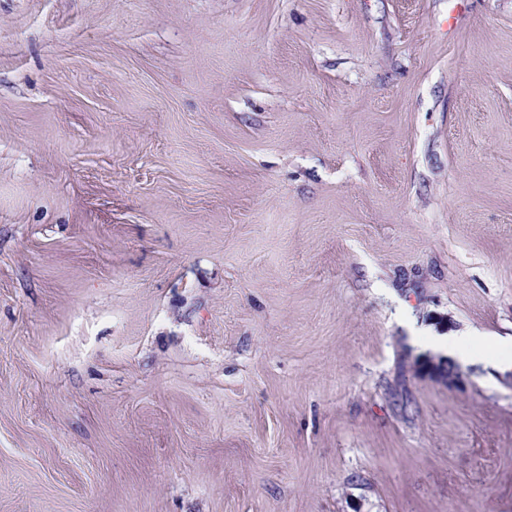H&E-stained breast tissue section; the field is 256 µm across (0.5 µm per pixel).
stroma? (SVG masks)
<instances>
[{
    "mask_svg": "<svg viewBox=\"0 0 512 512\" xmlns=\"http://www.w3.org/2000/svg\"><path fill=\"white\" fill-rule=\"evenodd\" d=\"M0 512H512V0H0Z\"/></svg>",
    "mask_w": 512,
    "mask_h": 512,
    "instance_id": "obj_1",
    "label": "stroma"
}]
</instances>
